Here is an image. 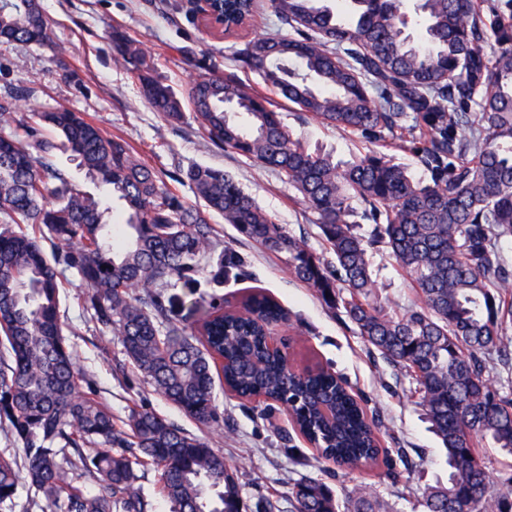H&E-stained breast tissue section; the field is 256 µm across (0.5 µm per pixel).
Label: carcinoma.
<instances>
[{"mask_svg": "<svg viewBox=\"0 0 512 512\" xmlns=\"http://www.w3.org/2000/svg\"><path fill=\"white\" fill-rule=\"evenodd\" d=\"M277 31L239 53L273 94L325 125L375 142L401 130L429 174L416 178L371 151L341 169L293 137L270 103L235 76L212 74L188 91L193 121L213 145L288 180L315 215L317 255L261 209L223 170L198 166L171 180L191 185L200 210L162 185L118 137L67 108L30 111L24 135H0V421L22 444L24 464L0 456V503L20 482L61 512H148L139 468L157 469L170 512H245L241 487L209 444L136 407L117 424L84 389L67 341L60 289L79 276L89 321L118 338L131 364L185 415L217 419L215 372L242 396L289 397L294 424L326 456L377 461L383 449L349 386L320 368L288 374L267 352L263 325L284 318L261 291L253 317L217 306L193 339L167 319L164 288L201 270L218 284L242 258L217 251L207 215L269 251L341 310L389 364L405 371L448 456V485L423 493V512H512V480L494 481L474 438L512 457V0H418L424 35L405 34L402 0H350L345 17L323 0H269ZM225 29L249 19L256 0H221ZM497 46L487 57L482 43ZM0 42L48 45L39 0H0ZM115 57L151 107L171 121L183 102L140 41L112 34ZM478 111H472V107ZM17 97L0 96V125L16 122ZM97 185L91 193L52 164L58 146ZM124 204V244H112L109 197ZM373 225L370 238L359 233ZM381 244L419 305L392 314L371 299L370 249ZM296 512H338L332 488L294 484ZM347 512H392L370 493Z\"/></svg>", "mask_w": 512, "mask_h": 512, "instance_id": "1", "label": "carcinoma"}]
</instances>
